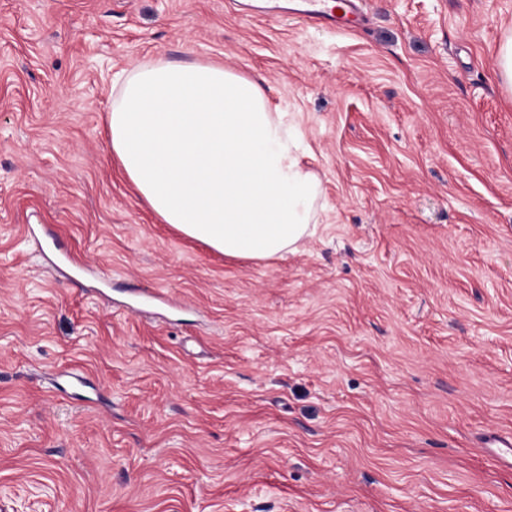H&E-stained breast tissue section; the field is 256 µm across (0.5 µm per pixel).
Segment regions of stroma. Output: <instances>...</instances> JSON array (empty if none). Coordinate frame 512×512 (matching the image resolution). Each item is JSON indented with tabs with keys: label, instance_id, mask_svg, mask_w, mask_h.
<instances>
[{
	"label": "stroma",
	"instance_id": "1",
	"mask_svg": "<svg viewBox=\"0 0 512 512\" xmlns=\"http://www.w3.org/2000/svg\"><path fill=\"white\" fill-rule=\"evenodd\" d=\"M364 13L0 0V512H512V0ZM149 59L301 115L297 252L227 259L140 203L108 116ZM306 8L301 10V16L316 22L325 23L339 30H346L363 20L362 0H304ZM342 11V15H337Z\"/></svg>",
	"mask_w": 512,
	"mask_h": 512
}]
</instances>
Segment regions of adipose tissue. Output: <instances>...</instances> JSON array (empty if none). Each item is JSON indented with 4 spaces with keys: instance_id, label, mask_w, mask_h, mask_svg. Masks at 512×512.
<instances>
[{
    "instance_id": "adipose-tissue-1",
    "label": "adipose tissue",
    "mask_w": 512,
    "mask_h": 512,
    "mask_svg": "<svg viewBox=\"0 0 512 512\" xmlns=\"http://www.w3.org/2000/svg\"><path fill=\"white\" fill-rule=\"evenodd\" d=\"M110 147L142 202L227 258L269 260L311 233L318 180L299 125L257 81L213 62H145L113 84Z\"/></svg>"
}]
</instances>
